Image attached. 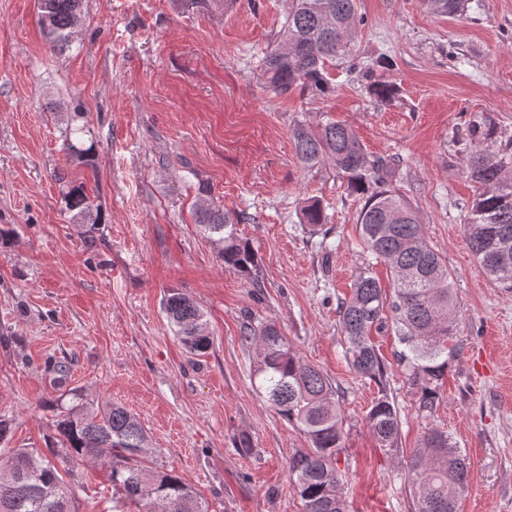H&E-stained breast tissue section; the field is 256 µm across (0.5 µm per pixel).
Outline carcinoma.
I'll list each match as a JSON object with an SVG mask.
<instances>
[{"label": "carcinoma", "instance_id": "1", "mask_svg": "<svg viewBox=\"0 0 512 512\" xmlns=\"http://www.w3.org/2000/svg\"><path fill=\"white\" fill-rule=\"evenodd\" d=\"M428 3L441 15L456 16L464 9V0ZM81 11L82 0H38L39 25L52 48L68 45ZM356 21L355 0H289L275 47L263 58L262 77L268 87L278 96L296 89L326 93L327 67L349 53L348 37ZM368 91L380 101L395 94L393 86L378 79ZM292 137L303 163L329 160L347 178L349 188L363 196L357 215L360 239L393 278L394 293L389 297L380 282L365 272L350 298L338 302L344 358L361 378L381 382L386 365L373 333L393 332L401 346L395 352L397 364L416 390L418 412L429 416L448 362L460 353L454 340L457 300L448 266L426 241L411 204L393 187L400 160L369 158L353 130L337 122L317 128L299 122ZM467 173L476 191L464 224L466 244L491 280L511 290L512 247L503 253L498 234L512 233V149H476ZM67 201L75 220L86 223L94 215L84 187L72 186ZM303 219L312 227L325 223L321 202L304 206ZM198 223L218 235L224 266L250 276L257 256L229 213L203 206ZM163 309L187 350L206 352L210 338L201 308L172 292ZM243 338L257 343L259 389L277 414L298 427L310 443L308 451L289 461L302 512H348L336 469L342 434L335 387L317 367L302 362L275 324L249 323L243 326ZM366 424L381 447H394L400 420L387 395L373 401ZM57 431L61 448L50 458L37 448H14L0 459V512H78L63 479L73 471L62 470L75 462L107 466L113 489L134 507L133 512H209L188 482L148 459L147 432L123 405L90 409L78 403L62 415ZM469 471V459L452 437L428 430L408 464L416 512H458Z\"/></svg>", "mask_w": 512, "mask_h": 512}]
</instances>
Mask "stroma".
<instances>
[{"mask_svg":"<svg viewBox=\"0 0 512 512\" xmlns=\"http://www.w3.org/2000/svg\"><path fill=\"white\" fill-rule=\"evenodd\" d=\"M350 56L331 89L274 95L261 63L288 0H83L72 41L51 49L37 0H0V417L10 447L49 453L73 394L118 402L210 512H301L290 457L309 448L255 385L246 321L275 323L337 389V468L349 512H414L406 463L427 429L470 461L460 512H512V290L471 255L463 225L475 193L468 129L512 145V0H469L438 16L427 0H357ZM396 89L382 102L361 67ZM349 125L369 156L400 160L398 185L453 275L459 356L433 413L419 415L392 333L376 335L387 373L356 375L336 306L361 273L390 274L360 242L363 200L330 162L298 158L292 128ZM78 130L83 155L67 149ZM65 169L67 183L55 181ZM84 186L99 209L80 224L66 205ZM326 222H302L308 200ZM244 216L254 278L225 268L196 222L200 205ZM205 313L210 348L190 354L162 299ZM401 424L379 447L366 415L380 394ZM68 483L79 512H107L104 469Z\"/></svg>","mask_w":512,"mask_h":512,"instance_id":"obj_1","label":"stroma"}]
</instances>
